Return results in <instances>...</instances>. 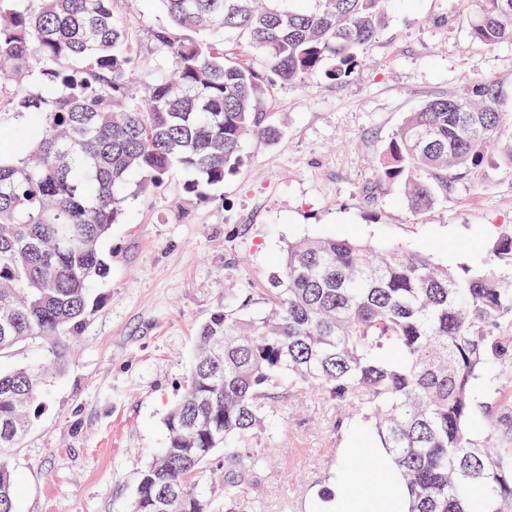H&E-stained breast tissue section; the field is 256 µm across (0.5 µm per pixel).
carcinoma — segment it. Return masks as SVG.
I'll list each match as a JSON object with an SVG mask.
<instances>
[{
  "label": "carcinoma",
  "instance_id": "1",
  "mask_svg": "<svg viewBox=\"0 0 512 512\" xmlns=\"http://www.w3.org/2000/svg\"><path fill=\"white\" fill-rule=\"evenodd\" d=\"M165 21L150 42L162 62L130 92L136 26L112 0H0V105L25 113L34 140L0 154V354L40 341L35 365L0 371V512H16L10 449L38 387L87 317L107 277L102 242L121 223L131 179L161 189L171 169L209 199L242 163L251 135L280 131L267 85L315 72L345 83L386 25L385 0H154ZM486 45L512 41V0H479L465 18ZM244 38L259 71L233 61L216 32ZM512 138L496 84L408 112L388 142L380 182L404 187L414 217L475 174L488 144ZM262 315L224 310L200 328L190 380L164 418L166 437L138 476L130 512H214L201 487L224 449V512L265 463L274 399L313 390L352 402L394 463L408 512H512V405L493 408L476 382L512 391V230L489 262L454 268L428 250L349 236L288 244Z\"/></svg>",
  "mask_w": 512,
  "mask_h": 512
}]
</instances>
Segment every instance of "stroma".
Returning <instances> with one entry per match:
<instances>
[{"label": "stroma", "mask_w": 512, "mask_h": 512, "mask_svg": "<svg viewBox=\"0 0 512 512\" xmlns=\"http://www.w3.org/2000/svg\"><path fill=\"white\" fill-rule=\"evenodd\" d=\"M476 0H387V23L345 84L316 72L303 84L270 85L265 109L282 131L252 138L243 165L210 200L185 193L184 171L157 191H132L123 223L103 241L111 272L99 303L40 390V406L14 448L17 512H128L138 473L164 438V418L189 380L199 327L249 301L267 310L266 288L289 241L351 233L439 262L489 260L490 242L512 227V141L491 146L475 175L439 196L421 219L376 163L406 112L435 97L467 93L489 78L512 99V43L487 46L464 21ZM136 19L139 69L158 57L147 31L154 0H114ZM354 410L317 394L290 397L235 512H310L327 488L337 450L366 448V435L336 431Z\"/></svg>", "instance_id": "stroma-1"}]
</instances>
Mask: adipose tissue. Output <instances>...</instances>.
Listing matches in <instances>:
<instances>
[{"instance_id": "adipose-tissue-1", "label": "adipose tissue", "mask_w": 512, "mask_h": 512, "mask_svg": "<svg viewBox=\"0 0 512 512\" xmlns=\"http://www.w3.org/2000/svg\"><path fill=\"white\" fill-rule=\"evenodd\" d=\"M338 454L344 460L356 458L364 461L360 474L362 489L357 493L347 492L348 477L343 469H336L329 480L336 495L316 499L318 512H407V491L405 487L392 484L390 470L384 461V449L350 446L339 449Z\"/></svg>"}]
</instances>
